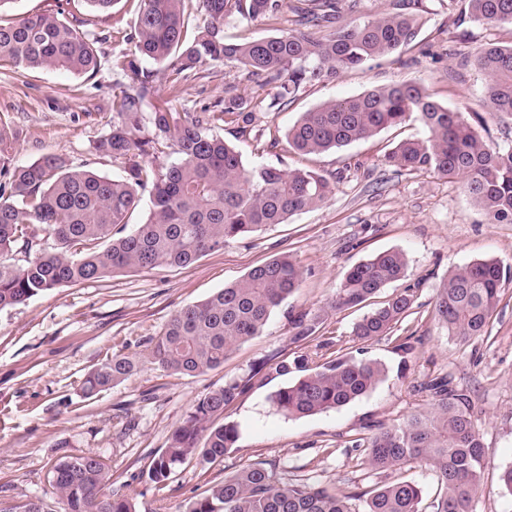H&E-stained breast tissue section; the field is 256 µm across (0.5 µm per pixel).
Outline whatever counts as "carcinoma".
<instances>
[{"mask_svg":"<svg viewBox=\"0 0 512 512\" xmlns=\"http://www.w3.org/2000/svg\"><path fill=\"white\" fill-rule=\"evenodd\" d=\"M186 0H137L132 40L135 53L157 65L149 70L123 55L113 67L129 79L113 101L112 129L96 150L125 163L120 179L75 169L53 156L17 167L0 185V310L67 285L102 280L116 271L186 267L209 252L249 237L294 214L317 208L334 194L331 177L311 169L248 166L216 134L222 122L251 133L246 101L229 97L200 112L158 106L147 135L136 138L145 101L158 93V74L176 85L202 65L221 61L248 79L279 85L280 98L302 86L333 80L348 69L409 47L420 26L412 7L363 24L342 21V0H306L291 6L297 29L240 42L224 38V22L278 19L284 0H199L201 22L187 37ZM466 16L488 27L512 25V0H465ZM0 59L18 69L48 68L73 74L100 66L95 39L54 14H27L0 23ZM485 77L484 96L495 112L512 116V45L488 43L471 58ZM411 119L425 136L398 143L385 161L397 170H425L459 179L490 220L512 224V146L487 142L465 113L435 101L421 86L399 83L358 96L332 99L303 113L288 130L290 148L319 154L368 139ZM171 145L177 162L157 170L145 161ZM149 194L146 221L130 233L139 193ZM52 245L43 248V240ZM34 253L19 265L18 253ZM407 259L400 250L382 251L352 266L336 288L335 310L357 307L402 280ZM506 271L495 259L477 260L450 271L440 285L434 318L448 335L467 343L487 333L500 301ZM302 273L289 255L252 267L239 280L177 311L142 357L113 355L89 372L81 386L90 398L131 377L148 361L168 371L196 375L224 364L236 345L259 335L272 312L296 291ZM407 287L359 321L353 333L366 342L388 336L413 314ZM291 339H315L314 320L290 317ZM298 372L271 396L282 414L310 416L349 403L372 390L384 375L373 360L339 356L311 368L306 358L277 364L276 372ZM262 367L230 380L200 398L188 419L171 434L149 467V479L165 483L190 459L211 464L238 440L231 423H216L254 384ZM430 407L403 423L366 438L370 465L387 471L418 461L437 475L440 491L432 512H473L487 462L482 436L467 394L445 377L426 384ZM112 474L92 452L65 456L54 466L52 487L63 512H137L133 499L110 490ZM353 496L308 483L279 482L273 471L248 465L211 485L189 502L187 512H423L422 489L412 481L383 485L351 507Z\"/></svg>","mask_w":512,"mask_h":512,"instance_id":"cac0c4a2","label":"carcinoma"}]
</instances>
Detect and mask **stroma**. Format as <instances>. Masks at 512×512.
Listing matches in <instances>:
<instances>
[{"label":"stroma","mask_w":512,"mask_h":512,"mask_svg":"<svg viewBox=\"0 0 512 512\" xmlns=\"http://www.w3.org/2000/svg\"><path fill=\"white\" fill-rule=\"evenodd\" d=\"M425 24L413 48L306 85L291 99L278 90L240 80L237 68L221 62L200 67L178 87L159 80L158 94L144 113L170 104L197 112L235 86L254 102L252 138L238 137L230 125L218 134L233 144L248 165L288 170L309 167L336 179L334 196L322 206L291 216L250 238L211 252L193 264L129 269L101 281L63 286L28 302L0 310V512L39 499L46 512H60L51 486L61 456L95 452L112 473V492L128 495L138 512H184L207 485L248 464L272 470L279 482H316L344 494H362L401 480L417 483L424 504L438 487L435 472L418 462L380 472L367 462L358 438L399 424L426 410L424 385L449 375L470 395L472 418L483 434L489 465L474 512H512V495L501 470L512 464V279L501 297L488 334L462 344L433 317L436 292L449 270L482 259L512 268V224L487 220L462 183L422 172L395 171L386 154L401 140L420 138L414 120L372 138L316 155L289 148L286 134L303 112L331 99L372 88L412 82L441 104L481 113L493 143L512 145V117L492 112L484 100V77L463 66L465 55L489 42L512 44V26L489 28L461 20L463 0H419ZM54 13L96 38L100 67L77 75L57 69L20 70L0 61V130L8 136L6 169L56 155L72 166L113 178L124 166L96 152V142L112 127V101L129 80L113 72L112 58L134 51L135 4L118 0L106 12L86 0H12L0 15ZM294 15L279 20L230 17L229 41L261 39L293 27ZM277 138L276 147L266 145ZM402 251L408 269L402 284L390 285L362 305L342 311L330 302L346 271L369 256ZM290 254L303 272L300 288L271 315L262 333L234 348L223 366L200 375H182L143 364L132 377L86 398L84 377L106 357L141 355L182 307L204 300L240 279L250 268ZM414 286V312L390 336L367 342L352 334L355 323L378 308L401 286ZM317 318L315 340L290 339L289 313ZM414 336L405 355L397 344ZM307 356H360L380 362L384 379L365 395L336 409L286 417L270 396L287 382L277 374L281 360ZM267 363L266 377L224 414L239 438L223 460L179 466L162 487L147 477L152 459L165 448L196 401L224 382L246 376Z\"/></svg>","instance_id":"35a3bbf8"}]
</instances>
